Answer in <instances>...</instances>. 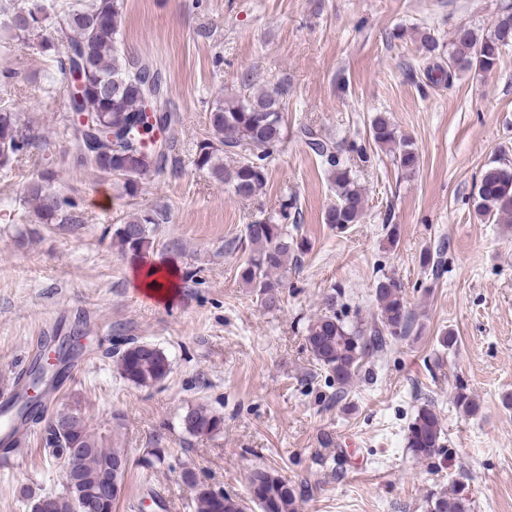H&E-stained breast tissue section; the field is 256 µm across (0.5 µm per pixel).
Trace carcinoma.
<instances>
[{"instance_id": "carcinoma-1", "label": "carcinoma", "mask_w": 512, "mask_h": 512, "mask_svg": "<svg viewBox=\"0 0 512 512\" xmlns=\"http://www.w3.org/2000/svg\"><path fill=\"white\" fill-rule=\"evenodd\" d=\"M124 0H71L60 6L56 15L57 38L41 40L42 49H56L60 72L67 76L79 69L84 76L82 102L67 103L69 115L64 118V131L73 140V160L78 166H90L108 178L123 182L128 196L134 195L138 179L166 166L175 169L179 159L171 154V140L160 146L152 142L157 130L169 131L174 123L169 91L161 71L150 61L135 62L120 48L119 34L123 21ZM44 5L21 3L14 8L8 27L17 39L27 41L40 35L49 18ZM512 42V13L498 17L489 35H479L466 26L457 27L448 45L431 36L421 39L422 51L429 61L430 72L439 74L438 81L453 83L461 71L476 74L490 72L500 60L501 48ZM286 101L277 89L252 90L230 100L214 102L209 111L210 135L197 143L193 164L208 171L218 183L228 186L244 200L258 195L268 175V160L288 139L285 123ZM308 147L321 160L327 172L335 203L324 214V223L344 231L358 223L366 197L357 174L348 166V155L367 160L366 149L356 141L341 147L337 143L304 130ZM369 137L377 146L386 147L397 166L412 173L419 167V155L404 139L398 137L392 123L383 115L375 117ZM40 138L34 127L21 122L18 112L8 101L0 103V171L13 168ZM51 172L33 170L24 184L23 197L33 207L39 224H77L81 216L76 204L51 185ZM475 212L480 217L494 218L501 224H512V164L494 159L481 172L473 193ZM290 203L269 215H261L245 226L242 249L248 251L239 265L241 282L261 299L269 310L280 307L285 282L278 272L288 266V254H303L308 242L293 237L285 221ZM157 218L150 212H132L114 225L112 240L131 261L146 258L154 251L152 237ZM444 245L424 251L420 265L431 268L434 276L442 269ZM375 299L380 309V324L369 329L352 325L336 313V294L326 298V311L309 321L306 347L329 380L344 392L358 373L361 362L383 350L389 338L411 334L414 318L401 288L395 280L382 275L375 284ZM43 356H38L26 371V381L17 400L0 407V415L13 419L21 427L44 423L41 444L45 458L56 461L72 448L81 455L76 486L62 475V490L35 494L22 490L24 497L35 503L45 500L42 512H114L120 496L92 494L81 496L86 485L101 484V477L111 473L112 465L122 464L127 472L126 450L116 441L119 431L92 424L81 402L75 400L44 417L45 405L31 403L27 390L41 383ZM116 369L120 377L137 388H154L163 384L171 373L165 352L148 342L128 340L116 353ZM189 435L213 438L224 431V415L204 405L187 408L181 417ZM443 430L436 412L424 405L417 410L407 429V445L415 456L430 458L441 448ZM182 481L193 488L194 512H298L297 492L287 478L275 470L258 469L250 477L249 498L211 489L199 480L194 469L181 472ZM426 512H469V499L463 494L428 496Z\"/></svg>"}]
</instances>
